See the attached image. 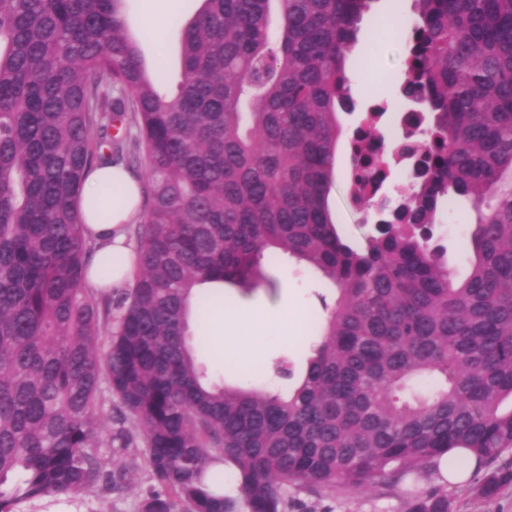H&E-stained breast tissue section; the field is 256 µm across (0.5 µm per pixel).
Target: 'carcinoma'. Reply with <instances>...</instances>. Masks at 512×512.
I'll return each instance as SVG.
<instances>
[{"label": "carcinoma", "mask_w": 512, "mask_h": 512, "mask_svg": "<svg viewBox=\"0 0 512 512\" xmlns=\"http://www.w3.org/2000/svg\"><path fill=\"white\" fill-rule=\"evenodd\" d=\"M126 2L0 0V512L131 481L101 452L116 442L146 460L141 512H294L290 486L395 487L458 448L484 471L480 494L511 482L512 0H414L401 90L431 119L424 139L393 141L416 174L361 245L329 194L368 0H202L174 94ZM377 112L352 133L349 192L366 205L387 164L364 145L382 138ZM127 153L149 179L140 262L114 305L85 286L78 201ZM451 194L477 214L462 281L432 245ZM281 254L338 291L300 375L274 366L296 386L210 381L190 322L216 299L199 286L252 291ZM401 512H450L448 492Z\"/></svg>", "instance_id": "cac0c4a2"}]
</instances>
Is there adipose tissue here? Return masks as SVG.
Returning <instances> with one entry per match:
<instances>
[{
  "instance_id": "obj_1",
  "label": "adipose tissue",
  "mask_w": 512,
  "mask_h": 512,
  "mask_svg": "<svg viewBox=\"0 0 512 512\" xmlns=\"http://www.w3.org/2000/svg\"><path fill=\"white\" fill-rule=\"evenodd\" d=\"M112 196V217L99 220L94 210L104 194ZM140 184L123 165H105L87 179L82 202L88 205L86 234L96 250L88 261L87 282L90 287L114 290L126 287L137 262V249L129 241L126 226L140 204Z\"/></svg>"
}]
</instances>
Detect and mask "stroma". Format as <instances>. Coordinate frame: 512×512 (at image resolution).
<instances>
[{"mask_svg": "<svg viewBox=\"0 0 512 512\" xmlns=\"http://www.w3.org/2000/svg\"><path fill=\"white\" fill-rule=\"evenodd\" d=\"M392 3L398 26H388L386 19L379 15L364 16L359 24L360 31L375 32L376 37L369 44L368 56L357 53L350 56V84L361 88L362 97L356 100L352 112L340 116L347 129L357 127L373 105L390 106L403 97L404 38L415 12L413 0H392ZM349 173L347 148L341 143L336 149L329 204L340 231L360 241L368 232L371 220L348 203ZM440 221L436 235L438 244L444 248V261L455 277H463L473 259L475 212L469 201L454 196L443 203ZM264 271L273 280V287L264 286L249 294L236 288L224 290L226 309L253 314L249 332L229 337L220 349L209 339V316L195 319L191 332L203 341L198 358L212 380L284 392L292 383L274 377L270 372L272 365L283 359L297 368L304 365L309 346L315 340V322L323 314L322 303L334 301L336 290L317 272L285 255L275 265L265 266ZM289 308L299 309L302 317L286 336L281 332L279 318ZM476 482L473 476L451 486L445 485L440 477L429 482L412 478L391 489L373 485L357 494L336 493L318 501L305 495L301 501L315 506L316 512H397L403 495L426 490L433 484L446 486L452 512H512V484L501 488L494 497L484 498L474 493ZM148 485V478L143 477L138 483L122 486L105 496L94 493L84 496L77 504L59 501L47 508L38 505L31 512H141Z\"/></svg>", "mask_w": 512, "mask_h": 512, "instance_id": "1", "label": "stroma"}]
</instances>
